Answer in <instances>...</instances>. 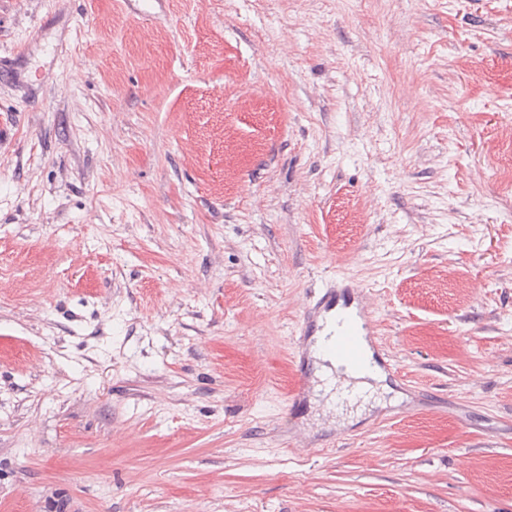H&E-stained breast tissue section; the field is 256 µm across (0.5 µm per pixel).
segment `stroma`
I'll return each mask as SVG.
<instances>
[{
  "label": "stroma",
  "instance_id": "stroma-1",
  "mask_svg": "<svg viewBox=\"0 0 512 512\" xmlns=\"http://www.w3.org/2000/svg\"><path fill=\"white\" fill-rule=\"evenodd\" d=\"M137 8L0 0V512H512V0ZM372 311L365 297L364 288L347 277L329 280L323 292L314 295L306 305L299 320V336H317L328 325L333 328L326 336V351L336 357L342 365L336 369L332 380L342 400H348L354 390L356 379L350 368L364 367L363 351L358 336L373 335Z\"/></svg>",
  "mask_w": 512,
  "mask_h": 512
}]
</instances>
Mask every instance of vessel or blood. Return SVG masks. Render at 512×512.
Masks as SVG:
<instances>
[{
    "instance_id": "b4317fda",
    "label": "vessel or blood",
    "mask_w": 512,
    "mask_h": 512,
    "mask_svg": "<svg viewBox=\"0 0 512 512\" xmlns=\"http://www.w3.org/2000/svg\"><path fill=\"white\" fill-rule=\"evenodd\" d=\"M372 328V311L364 288L346 277L329 280L322 293L311 298L299 320L297 331L303 337L330 330L332 337L326 350L340 362L333 381L341 399H348L355 390L356 380L350 371L364 366L359 338L371 335Z\"/></svg>"
}]
</instances>
